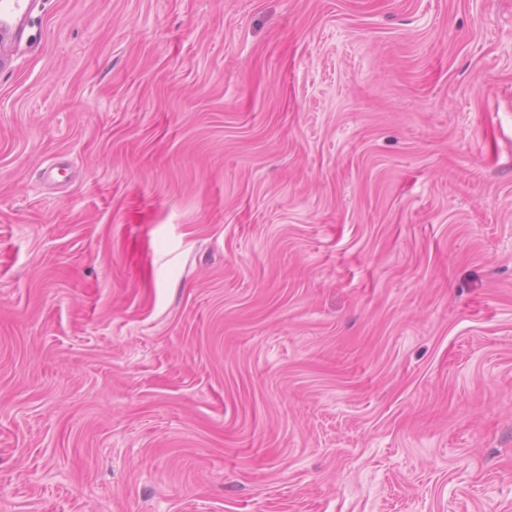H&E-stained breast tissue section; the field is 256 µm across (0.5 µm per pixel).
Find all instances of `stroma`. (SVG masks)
<instances>
[{"label": "stroma", "mask_w": 512, "mask_h": 512, "mask_svg": "<svg viewBox=\"0 0 512 512\" xmlns=\"http://www.w3.org/2000/svg\"><path fill=\"white\" fill-rule=\"evenodd\" d=\"M0 512H512V0H36Z\"/></svg>", "instance_id": "obj_1"}]
</instances>
